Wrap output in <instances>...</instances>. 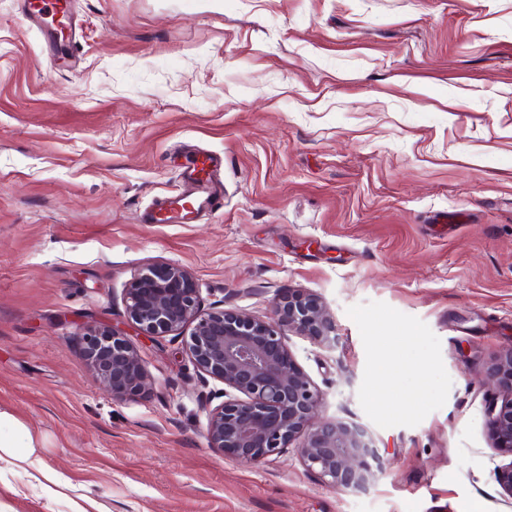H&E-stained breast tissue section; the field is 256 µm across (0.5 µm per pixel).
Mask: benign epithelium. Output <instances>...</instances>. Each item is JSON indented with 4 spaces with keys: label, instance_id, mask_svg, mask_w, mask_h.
I'll return each instance as SVG.
<instances>
[{
    "label": "benign epithelium",
    "instance_id": "7a95c632",
    "mask_svg": "<svg viewBox=\"0 0 512 512\" xmlns=\"http://www.w3.org/2000/svg\"><path fill=\"white\" fill-rule=\"evenodd\" d=\"M128 319L144 336L180 335L198 370L224 384L225 400L207 421L209 447L258 463L296 438L303 464L337 489L364 490L382 470L369 434L358 426L319 418L321 395L285 343L293 330L314 341L335 340L336 322L317 297L291 293L273 317L206 310L192 274L178 264L151 266L126 288ZM83 353L97 380L116 398L136 395L147 370L136 348L109 326H89ZM488 382L499 397L486 412L494 447L512 455V346L492 365ZM494 477L512 498V461Z\"/></svg>",
    "mask_w": 512,
    "mask_h": 512
}]
</instances>
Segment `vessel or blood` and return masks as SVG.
Returning a JSON list of instances; mask_svg holds the SVG:
<instances>
[{
    "instance_id": "obj_1",
    "label": "vessel or blood",
    "mask_w": 512,
    "mask_h": 512,
    "mask_svg": "<svg viewBox=\"0 0 512 512\" xmlns=\"http://www.w3.org/2000/svg\"><path fill=\"white\" fill-rule=\"evenodd\" d=\"M74 0H23L25 13L37 21L47 15H63L69 30H77ZM224 159L213 153L197 152L192 167L183 173L184 193L165 194L155 199L142 215L146 224H189L220 208L224 191L220 173Z\"/></svg>"
}]
</instances>
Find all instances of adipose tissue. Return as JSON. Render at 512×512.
I'll list each match as a JSON object with an SVG mask.
<instances>
[{
	"label": "adipose tissue",
	"instance_id": "1",
	"mask_svg": "<svg viewBox=\"0 0 512 512\" xmlns=\"http://www.w3.org/2000/svg\"><path fill=\"white\" fill-rule=\"evenodd\" d=\"M37 436L14 414L0 410V461L16 460L33 467L44 494L51 499L64 497L69 483L66 477L44 467L37 454Z\"/></svg>",
	"mask_w": 512,
	"mask_h": 512
}]
</instances>
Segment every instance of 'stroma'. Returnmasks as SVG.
Masks as SVG:
<instances>
[{
	"label": "stroma",
	"instance_id": "stroma-1",
	"mask_svg": "<svg viewBox=\"0 0 512 512\" xmlns=\"http://www.w3.org/2000/svg\"><path fill=\"white\" fill-rule=\"evenodd\" d=\"M57 68L0 0V408L101 512H512L485 376L512 344V0H77ZM224 156V205L145 224L185 147ZM465 223L441 224L444 213ZM267 318L294 292L336 321L285 341L321 417L366 426L384 469L337 490L296 446L210 448L182 339L128 328L143 269ZM125 329L149 373L113 398L81 345ZM0 512H69L0 463Z\"/></svg>",
	"mask_w": 512,
	"mask_h": 512
}]
</instances>
